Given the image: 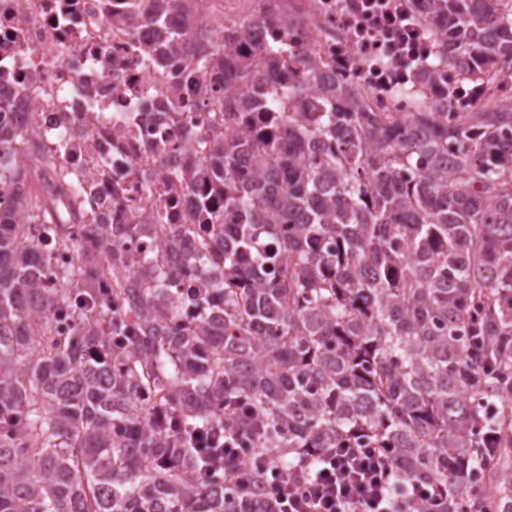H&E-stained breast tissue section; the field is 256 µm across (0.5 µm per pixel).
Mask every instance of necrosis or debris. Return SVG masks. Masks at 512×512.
I'll return each instance as SVG.
<instances>
[{"label": "necrosis or debris", "mask_w": 512, "mask_h": 512, "mask_svg": "<svg viewBox=\"0 0 512 512\" xmlns=\"http://www.w3.org/2000/svg\"><path fill=\"white\" fill-rule=\"evenodd\" d=\"M318 0H0V126L19 137L27 171L6 201L25 202L23 221L43 240L45 203L65 202V232L43 249L42 286L116 237L129 271L165 250L179 285L210 278L196 235L165 246L128 224L161 215L195 224L236 223L200 149L254 131L255 112L224 90V73L264 69L255 47L304 45L322 80L335 79L336 26ZM179 173L170 183L162 171Z\"/></svg>", "instance_id": "necrosis-or-debris-1"}]
</instances>
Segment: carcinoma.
<instances>
[{
    "label": "carcinoma",
    "instance_id": "1",
    "mask_svg": "<svg viewBox=\"0 0 512 512\" xmlns=\"http://www.w3.org/2000/svg\"><path fill=\"white\" fill-rule=\"evenodd\" d=\"M420 18L433 52L395 91L405 112L307 77L288 91L312 94L309 125L234 75L259 126L202 149L238 222L186 228L203 260L224 244L221 327L192 291L203 313L178 322L157 252L134 307L75 310L76 335H54L27 305L40 242L21 200L0 209V512H267L233 467L201 473L190 434L226 422L286 470L362 443L447 491L403 512H512V97L456 112L448 95L450 77L512 80V0Z\"/></svg>",
    "mask_w": 512,
    "mask_h": 512
}]
</instances>
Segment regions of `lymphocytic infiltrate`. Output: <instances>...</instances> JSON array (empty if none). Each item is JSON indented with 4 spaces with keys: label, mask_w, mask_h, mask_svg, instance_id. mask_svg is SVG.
<instances>
[{
    "label": "lymphocytic infiltrate",
    "mask_w": 512,
    "mask_h": 512,
    "mask_svg": "<svg viewBox=\"0 0 512 512\" xmlns=\"http://www.w3.org/2000/svg\"><path fill=\"white\" fill-rule=\"evenodd\" d=\"M344 38L332 48L338 71L375 95L388 96L411 82L429 58L431 40L411 0H320ZM191 440L206 465L239 460L261 473L272 512H399L407 501L434 498L438 488L399 481L386 454L376 448H329L304 475H284L265 451L225 428L195 431Z\"/></svg>",
    "instance_id": "1"
}]
</instances>
